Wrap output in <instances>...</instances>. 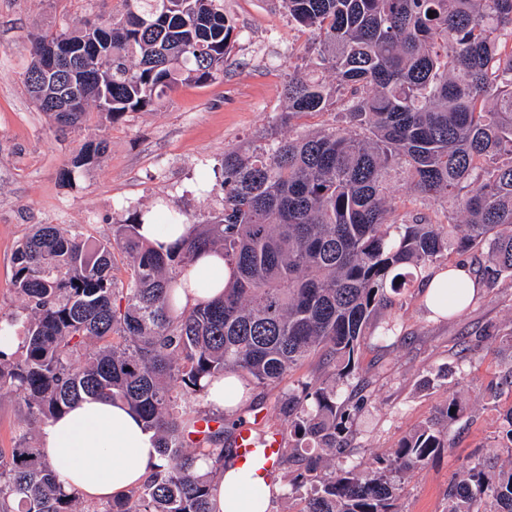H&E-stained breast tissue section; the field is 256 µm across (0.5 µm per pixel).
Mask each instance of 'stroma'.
<instances>
[{
  "mask_svg": "<svg viewBox=\"0 0 512 512\" xmlns=\"http://www.w3.org/2000/svg\"><path fill=\"white\" fill-rule=\"evenodd\" d=\"M120 0H0V314L21 301L11 289L15 249L37 224L76 228L93 239L111 237L134 213L183 212L191 224L218 213L224 200L219 171L225 151L262 144L282 123V87L289 47L304 48L306 33L291 23L279 0H225L235 41L224 74L199 85L183 82L151 112H129L109 122L90 113L82 128L59 130L41 112L24 83L32 38L76 30ZM107 151L90 169L70 160L89 136ZM461 262L479 285L462 312L439 317L423 301L415 280L367 330L356 370L336 382L344 400L366 390L369 400L350 420V463L373 470L414 428L449 427L453 448L405 474L402 512H445L449 482L470 462H512L499 438L512 395L489 399L488 390L512 366V281L490 280L471 254L441 257L439 267ZM391 322L394 333L382 336ZM318 372L310 362L276 386H250L261 425L287 430L282 402ZM457 391L468 416L448 423L443 408Z\"/></svg>",
  "mask_w": 512,
  "mask_h": 512,
  "instance_id": "stroma-1",
  "label": "stroma"
}]
</instances>
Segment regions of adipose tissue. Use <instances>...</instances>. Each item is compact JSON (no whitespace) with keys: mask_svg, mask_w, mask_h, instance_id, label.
Listing matches in <instances>:
<instances>
[{"mask_svg":"<svg viewBox=\"0 0 512 512\" xmlns=\"http://www.w3.org/2000/svg\"><path fill=\"white\" fill-rule=\"evenodd\" d=\"M188 289L176 293V309L184 311L220 295L227 286L230 270L220 254L202 255L184 274ZM460 283L453 307L441 305L448 280ZM477 292L467 268L440 271L426 280L424 300L436 316L461 311ZM245 383L235 376L208 381L207 407L226 414L239 409ZM41 448L58 468L65 490L76 491L90 501L119 498L143 483L160 462L156 440L141 419L127 405L109 398H87L44 426ZM216 512H269L280 485L270 483L245 463L228 464L218 480Z\"/></svg>","mask_w":512,"mask_h":512,"instance_id":"ef3b65f1","label":"adipose tissue"}]
</instances>
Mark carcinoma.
Segmentation results:
<instances>
[{"instance_id": "obj_1", "label": "carcinoma", "mask_w": 512, "mask_h": 512, "mask_svg": "<svg viewBox=\"0 0 512 512\" xmlns=\"http://www.w3.org/2000/svg\"><path fill=\"white\" fill-rule=\"evenodd\" d=\"M124 12L74 33L34 40L25 79L41 83L40 111L66 84L42 67L41 44L95 46L94 78L75 80L83 106L61 128L84 124L93 106L113 122L151 111L180 82L224 72L235 26L224 0H122ZM310 36L302 73L284 86L292 134L247 151L224 152L222 209L180 242L161 249L139 233L140 217L94 242L80 231L37 224L14 254L12 291L21 310L0 315V336L21 325L14 354H0V389L20 396L25 428L0 450V512H216L229 421L185 405L203 380L235 373L257 386L280 383L310 356L320 375L288 391L285 498L296 512H398L393 475L451 448L425 425L405 437L383 467L318 473L300 453L350 455L354 412L367 397L336 401V376L355 370L361 336L389 303L387 292L449 252H478L492 278L512 280V0H279ZM433 17H428V12ZM334 112L340 124L303 129ZM106 140L90 137L72 160L95 166ZM442 207V232L421 213H400L394 182ZM126 258L118 278L114 250ZM212 251L232 276L224 293L178 313L180 274ZM125 402L154 433L161 464L140 487L104 504L62 489L32 429L84 398ZM467 405L448 390L452 424ZM205 460L209 468L198 470ZM446 512H512V468L476 462L448 485Z\"/></svg>"}]
</instances>
